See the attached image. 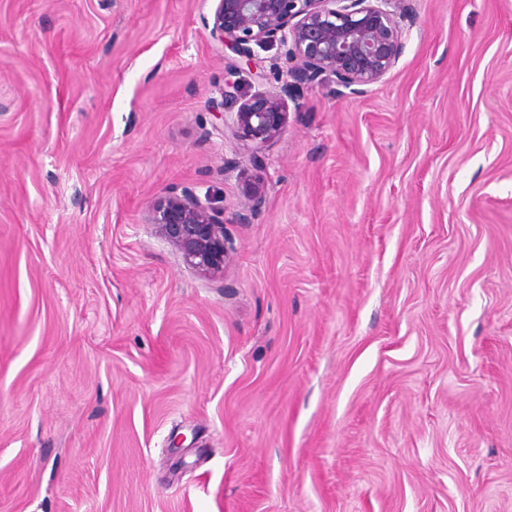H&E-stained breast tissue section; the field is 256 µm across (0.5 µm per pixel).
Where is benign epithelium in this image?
I'll return each instance as SVG.
<instances>
[{
  "mask_svg": "<svg viewBox=\"0 0 512 512\" xmlns=\"http://www.w3.org/2000/svg\"><path fill=\"white\" fill-rule=\"evenodd\" d=\"M203 18L213 43L238 57L224 71V99L237 103L234 112L214 102L213 128L236 139L258 162L288 129V101L331 77L343 90L359 94L381 81L398 63L405 46L401 22L411 14L407 0H211ZM277 48L288 65V79L272 90H243L247 76L264 84L267 74L255 48ZM264 189L244 193L231 219L207 191H171L148 208L145 223L173 246L185 264L204 274L224 273L229 260L224 224L260 220Z\"/></svg>",
  "mask_w": 512,
  "mask_h": 512,
  "instance_id": "benign-epithelium-1",
  "label": "benign epithelium"
}]
</instances>
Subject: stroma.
Wrapping results in <instances>:
<instances>
[{
    "mask_svg": "<svg viewBox=\"0 0 512 512\" xmlns=\"http://www.w3.org/2000/svg\"><path fill=\"white\" fill-rule=\"evenodd\" d=\"M411 5L256 163L208 0H0V512H512V0ZM210 191L203 197L193 189L171 191L155 200L145 215L156 235L173 246L185 264L204 274H223L229 260L224 224H255L264 205V189L254 185L244 193V202L230 221L224 218V204Z\"/></svg>",
    "mask_w": 512,
    "mask_h": 512,
    "instance_id": "obj_1",
    "label": "stroma"
}]
</instances>
